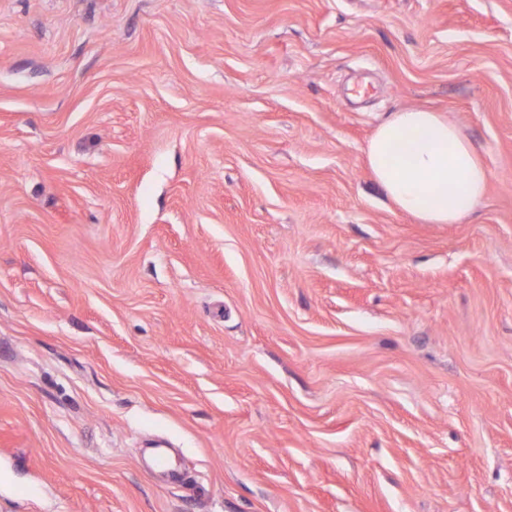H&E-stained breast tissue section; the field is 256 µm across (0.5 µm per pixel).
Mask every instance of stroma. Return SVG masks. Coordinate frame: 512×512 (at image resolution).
Returning a JSON list of instances; mask_svg holds the SVG:
<instances>
[{
	"instance_id": "stroma-1",
	"label": "stroma",
	"mask_w": 512,
	"mask_h": 512,
	"mask_svg": "<svg viewBox=\"0 0 512 512\" xmlns=\"http://www.w3.org/2000/svg\"><path fill=\"white\" fill-rule=\"evenodd\" d=\"M0 512H512V0H0ZM393 206L423 224H458L482 200L490 173L460 127L438 112H392L365 150Z\"/></svg>"
}]
</instances>
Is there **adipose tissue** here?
<instances>
[{
	"label": "adipose tissue",
	"mask_w": 512,
	"mask_h": 512,
	"mask_svg": "<svg viewBox=\"0 0 512 512\" xmlns=\"http://www.w3.org/2000/svg\"><path fill=\"white\" fill-rule=\"evenodd\" d=\"M365 163L393 206L425 224H457L482 200L490 173L460 127L437 112L391 113Z\"/></svg>",
	"instance_id": "adipose-tissue-1"
}]
</instances>
